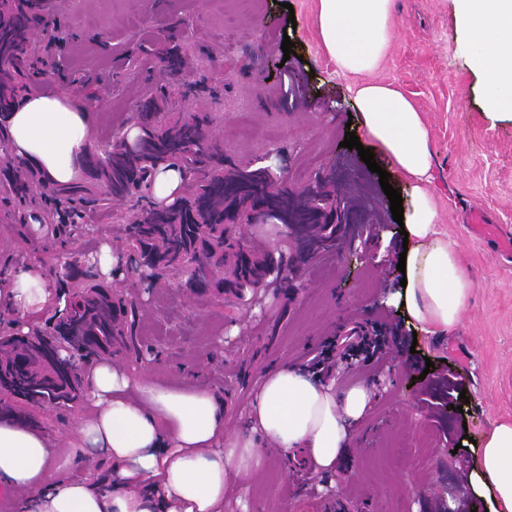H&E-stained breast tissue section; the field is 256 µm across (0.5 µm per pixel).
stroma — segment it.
<instances>
[{
  "instance_id": "1",
  "label": "stroma",
  "mask_w": 512,
  "mask_h": 512,
  "mask_svg": "<svg viewBox=\"0 0 512 512\" xmlns=\"http://www.w3.org/2000/svg\"><path fill=\"white\" fill-rule=\"evenodd\" d=\"M48 0L66 45L38 44L59 77L47 90L70 95L93 117L92 152L127 127L136 101L161 83L152 51L177 32L201 89L184 102L206 107L227 155L249 161L277 152L285 179L303 186L329 169L342 171L371 199L383 197L378 174L357 150L343 147L357 107L359 76L341 72L325 50L317 0ZM394 36L371 80L389 84L422 112L429 127L434 174L429 186L439 222L458 245L474 279L461 323L447 335L416 332L397 297L402 272L376 258L357 225L352 243L364 259L317 257L293 287L268 280L245 299L192 297L176 288L141 293L142 338L155 344L157 379L193 381L224 402V430L233 433L255 379L288 363L309 367L324 343L363 325L386 345L382 363L336 353L332 380L344 390L364 384L371 410L336 474L324 477L270 452L262 472L242 478L249 512H484L469 488L468 464L493 425L512 421V119L484 105L482 76L461 30L456 0H393ZM294 42L285 57L283 39ZM298 73L306 103L284 105V72ZM482 212L491 230L471 228ZM50 243L17 220L0 192V261L33 264ZM456 379L468 397L461 410L434 404L438 376Z\"/></svg>"
}]
</instances>
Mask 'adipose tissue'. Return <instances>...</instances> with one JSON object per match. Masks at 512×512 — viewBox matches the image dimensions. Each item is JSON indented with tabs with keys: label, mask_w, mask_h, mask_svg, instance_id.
I'll return each mask as SVG.
<instances>
[{
	"label": "adipose tissue",
	"mask_w": 512,
	"mask_h": 512,
	"mask_svg": "<svg viewBox=\"0 0 512 512\" xmlns=\"http://www.w3.org/2000/svg\"><path fill=\"white\" fill-rule=\"evenodd\" d=\"M393 0H318L321 40L344 72L376 70L393 37ZM457 13L481 72L486 106L512 117V0H457ZM355 103L367 138L409 189L405 311L427 334L453 331L474 280L457 245L438 224L429 190L433 153L426 121L399 91L363 82ZM93 136L88 112L57 93L27 95L0 119V154L36 166L45 178L71 183ZM55 295V282L34 267L0 279V308L27 332V319ZM151 361L130 368L106 358L85 370L87 392L68 446L38 429L0 420V492L16 512H224L239 478L257 474L267 448L300 456L320 474L335 472L356 440L371 395L345 391L284 364L256 382L235 434L224 432V405L198 384L172 386L151 375ZM89 443L108 471L71 476L74 448ZM473 492L489 496L490 512H512V422L496 423L483 438L468 475Z\"/></svg>",
	"instance_id": "adipose-tissue-1"
}]
</instances>
